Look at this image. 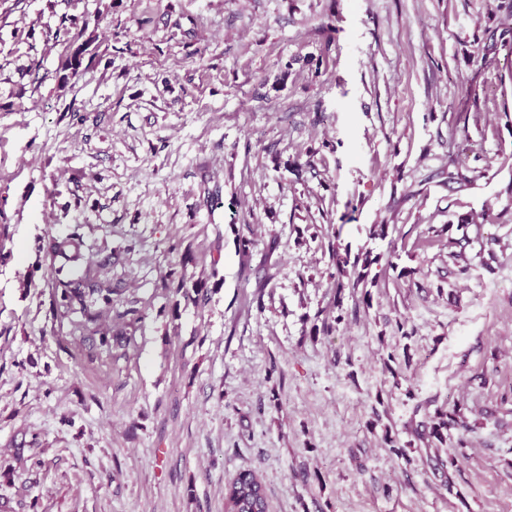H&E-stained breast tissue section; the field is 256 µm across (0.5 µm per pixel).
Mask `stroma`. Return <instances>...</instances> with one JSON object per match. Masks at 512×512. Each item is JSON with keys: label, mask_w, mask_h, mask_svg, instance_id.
I'll list each match as a JSON object with an SVG mask.
<instances>
[{"label": "stroma", "mask_w": 512, "mask_h": 512, "mask_svg": "<svg viewBox=\"0 0 512 512\" xmlns=\"http://www.w3.org/2000/svg\"><path fill=\"white\" fill-rule=\"evenodd\" d=\"M244 470L512 512V0H0V512H225ZM378 263V258H370V253H358L354 256V259L351 263L352 272L355 274V278L353 281L348 283L350 288H359L361 284H363V288L368 284V269L374 264ZM360 266V269H359ZM456 413H448L447 409L438 407L431 417L430 423L425 425L424 435L428 442L435 448L448 447V431L458 425Z\"/></svg>", "instance_id": "stroma-1"}]
</instances>
